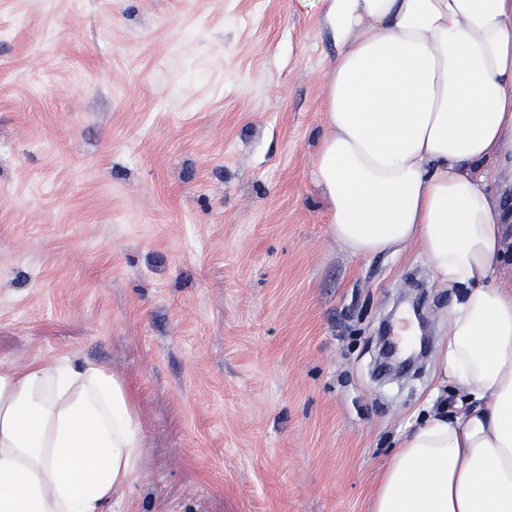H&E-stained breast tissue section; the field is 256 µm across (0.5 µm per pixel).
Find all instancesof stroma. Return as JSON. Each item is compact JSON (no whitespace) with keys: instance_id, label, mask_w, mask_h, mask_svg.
Returning a JSON list of instances; mask_svg holds the SVG:
<instances>
[{"instance_id":"stroma-1","label":"stroma","mask_w":512,"mask_h":512,"mask_svg":"<svg viewBox=\"0 0 512 512\" xmlns=\"http://www.w3.org/2000/svg\"><path fill=\"white\" fill-rule=\"evenodd\" d=\"M317 0H0V365L119 374L146 439L112 512H369L434 394L455 290L350 256L313 181ZM422 299L419 376L378 369Z\"/></svg>"}]
</instances>
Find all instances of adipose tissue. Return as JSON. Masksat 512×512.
<instances>
[{
    "label": "adipose tissue",
    "mask_w": 512,
    "mask_h": 512,
    "mask_svg": "<svg viewBox=\"0 0 512 512\" xmlns=\"http://www.w3.org/2000/svg\"><path fill=\"white\" fill-rule=\"evenodd\" d=\"M337 49L314 182L356 258L416 248L462 294L444 374L371 512H512V274L489 173L512 159V0H323ZM144 434L125 382L72 354L0 369V512H109Z\"/></svg>",
    "instance_id": "ef3b65f1"
}]
</instances>
